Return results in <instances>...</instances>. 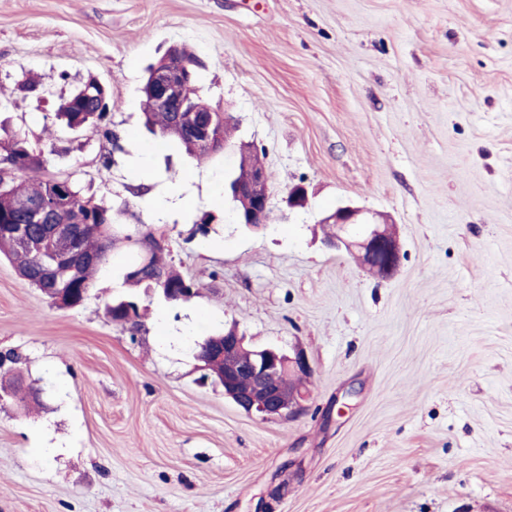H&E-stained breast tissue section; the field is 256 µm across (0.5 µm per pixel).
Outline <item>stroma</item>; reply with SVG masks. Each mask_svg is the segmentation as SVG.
<instances>
[{
	"instance_id": "1",
	"label": "stroma",
	"mask_w": 512,
	"mask_h": 512,
	"mask_svg": "<svg viewBox=\"0 0 512 512\" xmlns=\"http://www.w3.org/2000/svg\"><path fill=\"white\" fill-rule=\"evenodd\" d=\"M173 45L234 124L203 162L141 124ZM91 77L107 133L53 126ZM0 126L199 285L144 298L133 332L105 305L135 247L75 309L0 258V353L41 390L0 399V512H512V0H0ZM243 142L269 174L256 231L224 195ZM340 205L395 224L394 277L327 244ZM233 325L305 356L298 414L199 384L197 341Z\"/></svg>"
}]
</instances>
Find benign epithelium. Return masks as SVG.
Wrapping results in <instances>:
<instances>
[{
    "mask_svg": "<svg viewBox=\"0 0 512 512\" xmlns=\"http://www.w3.org/2000/svg\"><path fill=\"white\" fill-rule=\"evenodd\" d=\"M188 65L180 61V49L172 47L147 72L142 88L141 110L144 112L190 111L194 115L193 134L203 149L221 151L226 142L220 133V123H229V116L221 110L193 96ZM268 175L264 166L246 164L234 184L228 187L236 208L243 214V223L257 227L270 222L271 210L267 191ZM67 182H62L60 198L55 204L24 201L26 223L14 225V234L30 248H41L47 242H63L64 250H52L41 259L39 277L53 285L50 294L59 306H76L74 298L57 284L73 279L76 258L83 252L84 230L81 221L59 218L62 210L72 206V197L66 194ZM334 224L336 236L330 245L356 251L364 265L382 279L394 276L400 266L401 254L393 226L376 222L375 216L359 207L340 206L322 219ZM199 369L208 371L220 367L215 374L224 387V396L247 413L257 412L266 418L291 414L301 407L304 392L299 387H287L281 381L284 371H293L305 377L311 370L301 354L290 357L272 348L255 349L234 326L222 336H212L195 353Z\"/></svg>",
    "mask_w": 512,
    "mask_h": 512,
    "instance_id": "7a95c632",
    "label": "benign epithelium"
}]
</instances>
